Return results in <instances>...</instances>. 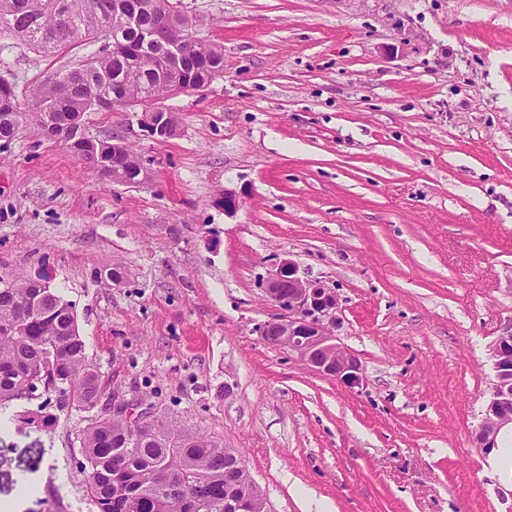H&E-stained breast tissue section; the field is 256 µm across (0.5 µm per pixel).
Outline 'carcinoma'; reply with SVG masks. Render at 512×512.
<instances>
[{"instance_id":"1","label":"carcinoma","mask_w":512,"mask_h":512,"mask_svg":"<svg viewBox=\"0 0 512 512\" xmlns=\"http://www.w3.org/2000/svg\"><path fill=\"white\" fill-rule=\"evenodd\" d=\"M171 0H0V34L50 55L108 35L122 44L104 46L72 68L45 81L36 110L42 135L61 138L88 163L122 180L141 175L138 156L125 148L112 156V139L81 131L82 116L96 109L104 92L116 107L161 101L179 82L200 90L224 72V50L202 42L177 52L189 34V19L177 15L170 45L139 43ZM65 13L66 21L55 22ZM21 123L17 86L0 79V147L10 144ZM105 384L86 353L76 314L46 280L0 277V407L46 396L59 411L93 407ZM81 448L89 476L87 495L98 512H224V495L242 494L245 468L224 460V442L152 419L144 426L107 411L84 429Z\"/></svg>"}]
</instances>
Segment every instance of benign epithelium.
Segmentation results:
<instances>
[{"mask_svg": "<svg viewBox=\"0 0 512 512\" xmlns=\"http://www.w3.org/2000/svg\"><path fill=\"white\" fill-rule=\"evenodd\" d=\"M138 125L154 140H166L177 133L168 112L143 111ZM263 289L280 310L277 317L261 327L260 334L265 336L267 344L288 349L311 371L332 377L349 389L363 385L361 363L339 342L336 334L339 298L335 289L321 279L299 275L297 264L290 259L280 261L264 281ZM490 355L494 375L476 435L477 447L487 452L499 447L502 435L512 432V413L503 411V405L512 400L511 330L497 336L490 346ZM112 409L136 424L154 414V409L144 402L119 398L113 399Z\"/></svg>", "mask_w": 512, "mask_h": 512, "instance_id": "7a95c632", "label": "benign epithelium"}]
</instances>
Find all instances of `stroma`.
<instances>
[{
  "mask_svg": "<svg viewBox=\"0 0 512 512\" xmlns=\"http://www.w3.org/2000/svg\"><path fill=\"white\" fill-rule=\"evenodd\" d=\"M224 49L208 87L85 113L146 177L100 180L39 133L41 83L96 51L0 39L24 114L0 151V276L73 304L107 388L42 428L0 418V502L96 512L80 437L113 395L240 451L269 512H512V466L477 448L489 346L512 331V0H182ZM240 196L235 214L215 204ZM285 258L335 288L350 390L258 328ZM119 268V280L106 272Z\"/></svg>",
  "mask_w": 512,
  "mask_h": 512,
  "instance_id": "obj_1",
  "label": "stroma"
}]
</instances>
